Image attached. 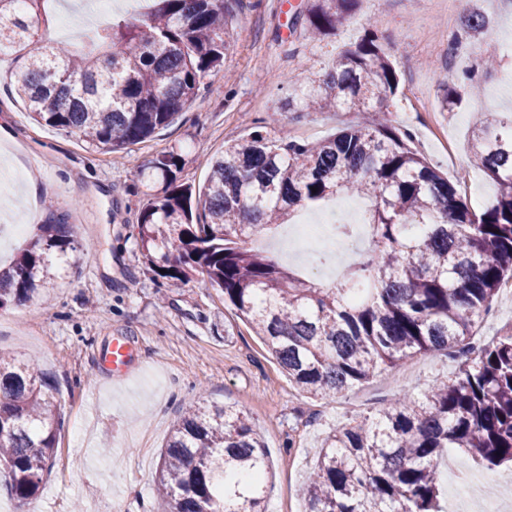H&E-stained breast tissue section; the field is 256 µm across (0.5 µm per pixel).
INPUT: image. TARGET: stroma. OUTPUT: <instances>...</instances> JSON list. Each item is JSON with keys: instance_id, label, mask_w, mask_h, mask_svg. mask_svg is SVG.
Instances as JSON below:
<instances>
[{"instance_id": "35a3bbf8", "label": "stroma", "mask_w": 512, "mask_h": 512, "mask_svg": "<svg viewBox=\"0 0 512 512\" xmlns=\"http://www.w3.org/2000/svg\"><path fill=\"white\" fill-rule=\"evenodd\" d=\"M301 3L239 0L220 72L207 77L205 90L169 127L122 151H93L32 121L6 90L16 61H0V125L9 132L0 141V262L13 259L49 210L75 219L78 233L75 249L51 255L45 295L0 309V350L35 361L52 379L64 416L38 512H161L159 453L183 404L198 397L251 417L271 463L269 512H298L303 475L330 429L454 375L452 357L418 354L335 401L311 398L206 278H160L139 246L137 216L150 191L141 171L158 154L181 155L183 179L199 186L207 158L254 127L272 139L288 134L316 143L370 124L369 112H306L288 104L290 79H319L369 26L399 75L393 125L411 132V149L447 174L474 211L493 202L497 186L471 163L469 149L484 113H512V0H481L488 29L453 54L448 43L471 0H457L451 10L432 0H361L352 20L319 40L305 29ZM47 12L43 37L54 43L79 45L81 33L102 21L83 0H48ZM470 68L478 71L480 97L442 111L440 84L458 85ZM26 161L39 171L35 183L15 179ZM18 222L27 226L20 237ZM116 336L135 346L121 376L98 372L92 360ZM452 462L499 498L506 468L476 466L452 448L439 461L440 484L448 483Z\"/></svg>"}]
</instances>
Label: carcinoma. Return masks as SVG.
I'll list each match as a JSON object with an SVG mask.
<instances>
[{"instance_id":"1","label":"carcinoma","mask_w":512,"mask_h":512,"mask_svg":"<svg viewBox=\"0 0 512 512\" xmlns=\"http://www.w3.org/2000/svg\"><path fill=\"white\" fill-rule=\"evenodd\" d=\"M45 0H0V50L21 61L15 91L33 119L97 149L151 138L188 109L230 50L226 0H157L134 22L109 20L88 50L41 44ZM359 0H308L307 30L325 37ZM468 34L488 25L478 8ZM289 104L389 111L399 86L377 31L342 50L316 83L291 81ZM411 134L384 118L316 144L255 130L208 163L203 190L181 179L174 152L149 166L159 188L138 215L139 242L162 278L206 276L224 293L288 380L333 401L417 353L461 357L451 382L405 395L328 432L306 480L305 512H439L438 460L463 449L485 467L512 464V333L478 348L470 338L504 281L512 280V116L487 114L470 159L497 184L477 214ZM353 193L374 200L373 247L317 287L249 242L308 202ZM0 268V309L45 287L46 257L74 248L65 215ZM54 386L28 362L0 354V471L22 505L40 496L63 425ZM266 445L248 414L199 398L173 425L156 489L163 512H266Z\"/></svg>"}]
</instances>
